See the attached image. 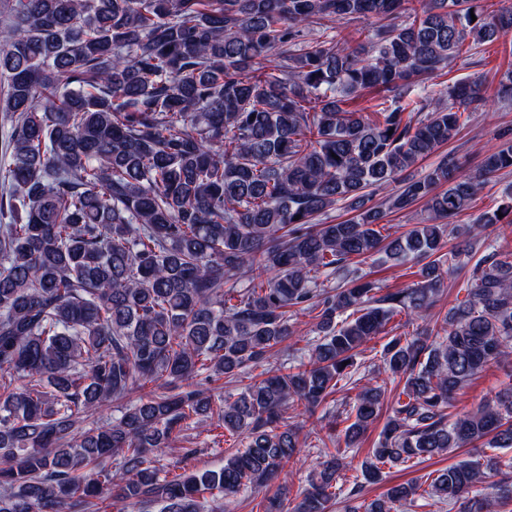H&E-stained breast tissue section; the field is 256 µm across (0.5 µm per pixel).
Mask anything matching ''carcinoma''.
<instances>
[{"label":"carcinoma","instance_id":"carcinoma-1","mask_svg":"<svg viewBox=\"0 0 512 512\" xmlns=\"http://www.w3.org/2000/svg\"><path fill=\"white\" fill-rule=\"evenodd\" d=\"M370 19L377 27L349 28ZM511 32L503 0H8L0 512H100L105 500L219 512L224 496L282 473L306 447L289 404L309 418L329 405L395 313L430 320L444 275L467 268L488 227L512 223L510 201L466 231L445 224L512 169V144L467 178L449 154L411 171L486 103L478 80L436 99L414 86ZM367 94L372 111L353 108ZM420 202L435 223L382 233L387 215ZM337 208L350 217L332 219ZM375 255L423 262L421 281L380 294L361 269ZM300 315L318 333L301 348ZM511 356L512 253H493L436 335L384 345L383 370L404 385L346 492L349 512L415 501L410 479L354 504L388 465L512 449V389L449 413ZM224 379L236 392L202 386ZM385 394L369 380L329 411V441L358 447ZM112 402L118 416H97ZM338 416L350 421L341 437ZM196 420L224 429L231 452L217 470L172 476L162 461ZM342 459L321 463L293 512H331ZM487 469L501 475L492 498L474 494ZM427 478V495L460 512L512 501V458Z\"/></svg>","mask_w":512,"mask_h":512}]
</instances>
